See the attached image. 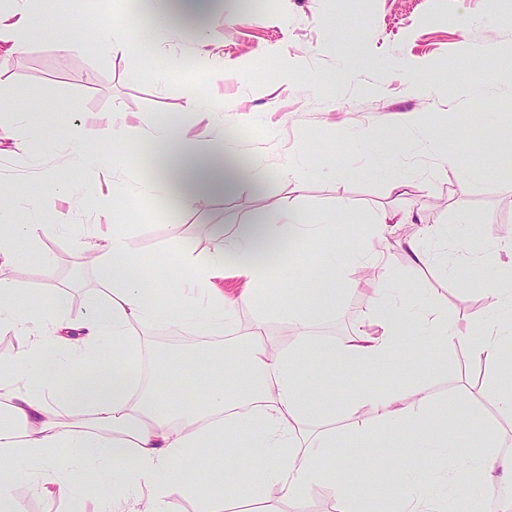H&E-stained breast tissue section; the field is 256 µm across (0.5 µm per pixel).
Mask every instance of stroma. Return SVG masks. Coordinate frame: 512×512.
Returning a JSON list of instances; mask_svg holds the SVG:
<instances>
[{
	"label": "stroma",
	"instance_id": "stroma-1",
	"mask_svg": "<svg viewBox=\"0 0 512 512\" xmlns=\"http://www.w3.org/2000/svg\"><path fill=\"white\" fill-rule=\"evenodd\" d=\"M22 5L33 25L23 45L0 50V125L12 139L0 144V192L10 198L0 224H28L17 240L19 263L1 269L0 280L14 288L12 303L22 312L49 311L56 297L66 299L69 319L80 321L107 301L102 274L64 225L93 235L111 224L127 235L140 266L161 253L189 251L206 258L222 252L224 239L215 227L254 223L263 214L294 204L307 215L336 225L328 242L307 245L306 259L281 258L278 293L268 306L240 307L223 335L205 336L165 318L136 327L156 352L182 346H221L237 338L239 356L247 354V336L255 324L276 345L292 344L295 313L309 305L306 288L326 275L315 255L330 249L343 258L362 236L350 217L360 212L375 221L400 201L378 173L382 158L408 155L420 171L406 196L422 224H402L389 237V262L370 268L362 281L349 282L336 308L312 323L318 340H342L371 307L375 290L385 283L402 289L408 302L439 306L451 319L465 321L489 312V283L460 288L450 264L463 256L485 227L512 237V180H468L440 163L416 133L397 127L398 115L426 112L431 124L455 121L473 141L491 137L502 114L512 115V74L486 57V85L462 94L461 70L470 66L466 43H491L512 50V0H222L205 32L178 25L156 36L153 53H144L139 35L152 26L139 15L135 0H0V13ZM125 27L129 46L113 54L98 30ZM452 66L457 75L437 84L435 72ZM221 101V109L186 114L190 95ZM121 113L133 137L85 144L68 138L76 124L105 123ZM188 115L190 135L223 133L247 160L263 165L262 181L232 193L217 192L193 211H178L140 195L149 172L142 160L149 152L150 130L158 121ZM383 134L369 146L363 132ZM87 151L86 166L71 156ZM303 166L306 190L295 197L280 174L286 155ZM184 227L173 238L170 227ZM440 225L447 238L429 242L432 257L447 252V265H408L401 240L420 236L423 225ZM408 343H419L421 359L395 356L385 373H353L322 363L307 352L300 365L303 391L326 384L337 405L360 390L383 393L416 385L429 403L443 410L459 397L483 406L499 448L512 452V417L485 405L489 368L461 349L440 350L417 325L406 327ZM361 481L380 487L404 482L413 459L380 469L370 461L348 462L337 449L327 483L306 495L304 512H329V482L347 468ZM37 465L20 472L14 486L19 512H89L92 501H106V491L88 481L73 497H39L32 481Z\"/></svg>",
	"mask_w": 512,
	"mask_h": 512
}]
</instances>
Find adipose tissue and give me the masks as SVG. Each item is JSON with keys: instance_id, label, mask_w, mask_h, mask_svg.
Listing matches in <instances>:
<instances>
[{"instance_id": "1", "label": "adipose tissue", "mask_w": 512, "mask_h": 512, "mask_svg": "<svg viewBox=\"0 0 512 512\" xmlns=\"http://www.w3.org/2000/svg\"><path fill=\"white\" fill-rule=\"evenodd\" d=\"M137 6L160 28L174 19L197 26L211 13L213 0H138ZM400 122L427 130L419 115L403 116ZM427 132L435 155L465 176L512 179V124L498 129L494 139L470 143L453 124ZM151 141L156 173L142 187L184 211L195 209L213 190L233 192L263 177L261 165H242L223 137L187 138L179 117L157 125ZM419 220L412 208L402 207L368 225L364 244L353 247L328 276L312 282V303L299 314V325L335 309L351 269L379 263L384 256L379 244L390 225ZM335 234V225L302 218L292 207L267 214L264 223L240 225L225 236L223 252L204 259L185 252L175 260L178 305L167 310L156 282L133 271L130 239L115 232L97 235L84 249L111 285L112 297L79 323L66 317L61 297L49 312L19 313L7 301L10 286L0 282V330L28 339L10 365L0 364V412L12 421L11 426L0 425V502L10 498L18 474L15 460L52 466L58 449L64 448L77 465L76 477L97 469L108 472L112 512H171L176 487L199 498L201 512H223V501L242 497L261 503V512H283V504L301 505L308 491L325 481L320 461L334 457L337 449L392 467L397 455L385 431L399 427L422 452L418 470L401 484L381 488L346 469L334 488L333 512H376L382 500L391 503V512H446V504L431 492L433 460L447 458L450 435L482 423L478 408L460 402L444 416L424 401L408 402L395 390H364L350 409L372 414V421H353L347 435L325 430L314 436L309 420L335 417L336 403L326 390L302 393L297 361L300 352L311 349L324 362L353 372L380 371L397 353L414 361L417 350L402 341L405 323L414 322L438 348L464 347L483 361L493 372L489 398L512 416V244L501 243L493 233H485L481 243L502 247L503 256H478L454 272L464 287L493 282L491 315L461 323L441 308H403L386 298L340 342L300 335L292 345L279 347L254 329L244 373L233 352L216 363L177 354V361L199 373L221 367L239 374L232 385H205L200 395L189 396L165 379L164 366L155 367L151 384L139 377L136 361L143 339L133 334V326L163 314L205 335H223L235 310L254 303L262 287L273 281L274 268L263 262V253L291 241ZM228 277L238 279L239 288L224 291ZM241 447L253 449L258 460L247 479L223 463L224 449ZM128 456L134 467H126ZM457 463V512H484L474 493L478 486H512V455L498 451L493 435H486L481 455H462Z\"/></svg>"}]
</instances>
